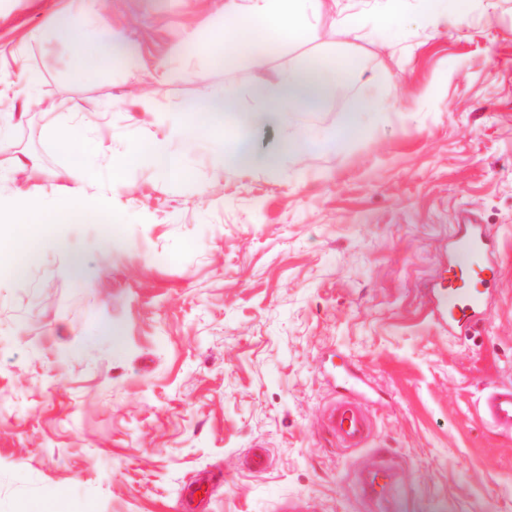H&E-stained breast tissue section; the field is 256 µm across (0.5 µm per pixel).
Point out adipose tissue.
Instances as JSON below:
<instances>
[{"instance_id":"obj_1","label":"adipose tissue","mask_w":512,"mask_h":512,"mask_svg":"<svg viewBox=\"0 0 512 512\" xmlns=\"http://www.w3.org/2000/svg\"><path fill=\"white\" fill-rule=\"evenodd\" d=\"M407 0H248L240 6L237 0H226L224 21L211 32L215 44L241 39L244 33H259L264 37L290 42L307 38L323 21H331L338 34L354 35L360 30L361 12L371 13L381 27L393 25L405 9ZM334 80L332 73L314 68L299 75L281 72L272 94L262 100L260 107L245 113L242 134H250L272 118L284 117L288 112H305L320 102L326 88ZM237 94L227 88L199 103L195 115H187L185 108L171 111L169 134L162 140L152 139L139 144L129 155L137 163H151L166 175L183 174L182 157L169 144L195 136L206 125L223 124L234 115ZM90 210L104 219H112V197L102 194L88 196L81 184L64 187L53 206H44L39 199L0 184V211L5 212L15 238H36L46 224L65 223L74 211Z\"/></svg>"}]
</instances>
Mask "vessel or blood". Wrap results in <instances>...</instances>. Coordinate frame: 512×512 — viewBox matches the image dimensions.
Returning a JSON list of instances; mask_svg holds the SVG:
<instances>
[{
  "label": "vessel or blood",
  "mask_w": 512,
  "mask_h": 512,
  "mask_svg": "<svg viewBox=\"0 0 512 512\" xmlns=\"http://www.w3.org/2000/svg\"><path fill=\"white\" fill-rule=\"evenodd\" d=\"M456 269L445 285L441 306L449 325H469L487 301V288L496 276L489 264L491 244L484 225L468 219L458 225L454 235ZM484 418L493 426L512 431V389H496L482 403ZM332 433L345 446L362 442L367 423L361 409L352 402L341 400L331 404L327 416Z\"/></svg>",
  "instance_id": "obj_1"
}]
</instances>
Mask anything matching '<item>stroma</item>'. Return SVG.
Listing matches in <instances>:
<instances>
[{
  "label": "stroma",
  "mask_w": 512,
  "mask_h": 512,
  "mask_svg": "<svg viewBox=\"0 0 512 512\" xmlns=\"http://www.w3.org/2000/svg\"><path fill=\"white\" fill-rule=\"evenodd\" d=\"M106 6L133 52L90 68L54 29L71 17L91 42L93 0H0V79L21 63L37 79L0 99L14 145L0 182L49 202L78 166L116 216L0 249V512H43L52 495L66 512H179L195 482V512H512V432L480 412L512 388V0L412 2L388 28L244 47L210 40L224 0ZM343 57L361 74L298 114L316 140L303 153L271 125L250 140L271 166L218 167L230 120L175 143L183 176L127 160L173 106L230 86L246 112L282 71ZM367 103L340 147L322 146ZM73 125L109 154L85 165L61 149L51 135ZM467 212L490 229L498 275L476 326L454 332L435 287ZM339 399L366 411L361 447L327 426ZM381 463L397 484L372 499L360 478Z\"/></svg>",
  "instance_id": "35a3bbf8"
}]
</instances>
